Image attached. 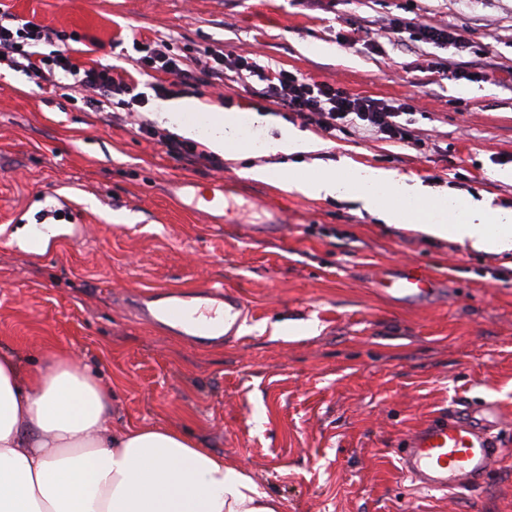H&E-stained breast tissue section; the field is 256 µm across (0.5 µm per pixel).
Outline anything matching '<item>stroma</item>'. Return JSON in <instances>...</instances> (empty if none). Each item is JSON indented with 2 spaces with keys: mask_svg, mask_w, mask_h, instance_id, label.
Instances as JSON below:
<instances>
[{
  "mask_svg": "<svg viewBox=\"0 0 512 512\" xmlns=\"http://www.w3.org/2000/svg\"><path fill=\"white\" fill-rule=\"evenodd\" d=\"M36 25L76 35L75 63L111 64L149 93L136 45L209 46L360 97L410 101L423 149L360 131L326 136L251 102L232 76L202 103L251 111L317 142L305 154L207 162L172 158L157 140L69 96L0 68V349L39 364L76 353L109 390L112 427L181 430L242 467L283 512H512V454L480 487L415 490L398 448L435 417L489 402L512 442V257L382 224L350 199H316L246 177L257 166L321 170L341 160L392 169L430 193L512 210V0H0ZM406 30H389L390 18ZM418 24L451 27L470 49L414 41ZM358 29V49L344 47ZM320 42L329 54L309 56ZM438 62L472 80L432 74ZM224 180V221L188 209L174 183ZM79 216L45 253L10 236L59 199ZM425 266L444 287L417 306L378 293L376 272ZM221 282L248 303L237 342L197 348L139 321L148 291Z\"/></svg>",
  "mask_w": 512,
  "mask_h": 512,
  "instance_id": "35a3bbf8",
  "label": "stroma"
}]
</instances>
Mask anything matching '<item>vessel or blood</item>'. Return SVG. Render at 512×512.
Instances as JSON below:
<instances>
[{
  "label": "vessel or blood",
  "instance_id": "vessel-or-blood-1",
  "mask_svg": "<svg viewBox=\"0 0 512 512\" xmlns=\"http://www.w3.org/2000/svg\"><path fill=\"white\" fill-rule=\"evenodd\" d=\"M183 187L191 199V209L206 219H213L216 212L223 210V180L187 181ZM372 284L405 303H421L441 291L435 277L417 264L387 267L376 273ZM135 307L145 320L203 346L235 337L248 314L244 299L220 283L189 295L154 292L139 297ZM504 453L501 445L471 421L442 417L413 434L400 450V461L422 488L445 492L481 484Z\"/></svg>",
  "mask_w": 512,
  "mask_h": 512
}]
</instances>
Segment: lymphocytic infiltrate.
I'll list each match as a JSON object with an SVG mask.
<instances>
[{"instance_id": "1", "label": "lymphocytic infiltrate", "mask_w": 512, "mask_h": 512, "mask_svg": "<svg viewBox=\"0 0 512 512\" xmlns=\"http://www.w3.org/2000/svg\"><path fill=\"white\" fill-rule=\"evenodd\" d=\"M52 35V30L21 21L15 14L0 8V58L10 68L25 72L37 83L54 80L60 71L70 74L87 92L88 103L99 111L103 110L105 102L114 100L129 111L146 105L144 93L138 92L135 84L114 72L112 67L74 64L67 40L56 41L55 50L41 54L39 43L53 39ZM141 51L137 64L143 73L154 71L172 75L175 78L173 86L180 89L196 92L213 86L214 82L223 80L225 71L229 70L235 73L251 97L276 103L327 135L355 128L412 149L422 145L408 123L401 120L402 115L412 109L409 102L356 97L326 82L262 65L243 55H227L218 46L195 59L190 66L172 54L164 40L142 46Z\"/></svg>"}]
</instances>
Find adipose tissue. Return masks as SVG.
Segmentation results:
<instances>
[{
    "mask_svg": "<svg viewBox=\"0 0 512 512\" xmlns=\"http://www.w3.org/2000/svg\"><path fill=\"white\" fill-rule=\"evenodd\" d=\"M161 117L176 134L228 159L315 148L309 133L285 124L278 135L251 140L255 114L224 113L195 99L167 104ZM247 175L289 182L308 196L348 198L382 223L478 252H512V212L428 194L394 170L342 164L307 175L264 166ZM0 512H282V505L178 430L113 431L99 377L54 348L28 369L0 351Z\"/></svg>",
    "mask_w": 512,
    "mask_h": 512,
    "instance_id": "1",
    "label": "adipose tissue"
}]
</instances>
